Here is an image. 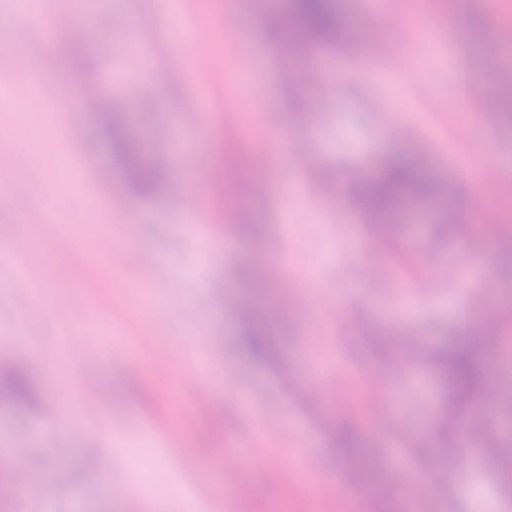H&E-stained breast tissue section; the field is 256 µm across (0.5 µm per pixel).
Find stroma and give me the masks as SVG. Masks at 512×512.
<instances>
[{
    "label": "stroma",
    "instance_id": "obj_1",
    "mask_svg": "<svg viewBox=\"0 0 512 512\" xmlns=\"http://www.w3.org/2000/svg\"><path fill=\"white\" fill-rule=\"evenodd\" d=\"M387 2L382 13L335 0L347 30L328 56L341 67L311 86L309 60L282 71L267 33L268 10L287 0H177L169 14L158 0H38L34 14L0 0V111L18 101L19 46L59 93L38 128L69 174L59 179L28 123L0 122V239L30 273L0 265V362L24 360L40 389L23 416L0 405V480L21 469L33 489L13 492V512H151L152 496L162 512H474L477 485L512 512L487 453L435 448L440 384L426 361L456 340L464 298L512 294V275L494 257L468 281L454 276L463 245L437 234L427 202L395 213L399 236L373 249L349 199L353 178L384 156L405 154L447 184L467 156L481 178L464 191L465 212L479 204L512 224V124L457 106L462 71L495 86L512 70V44L495 39L486 0ZM395 24L407 40L366 42L368 30ZM140 28L158 32L149 50L132 42ZM177 46L181 73L166 69ZM401 58L415 67L398 69ZM108 74L131 134L204 196L206 233L183 225L181 199L131 193L98 115L73 102ZM253 153L266 164L244 165ZM219 171L229 194L213 191ZM116 194L123 208L110 207ZM35 206L54 234L26 222ZM90 224L104 257L85 251ZM267 260L286 263L288 281L252 278ZM414 284L422 304L409 313ZM253 296L276 308L270 363L239 348ZM69 299L83 302L79 319ZM492 372L500 400L476 415L512 437V347ZM191 373L214 394L200 415L184 388ZM374 376L395 415L383 426L360 404ZM72 419L97 449L60 481L61 463L84 446ZM342 426L370 443L375 464L327 496L322 485L350 470L333 441ZM308 452L318 470L303 466Z\"/></svg>",
    "mask_w": 512,
    "mask_h": 512
}]
</instances>
